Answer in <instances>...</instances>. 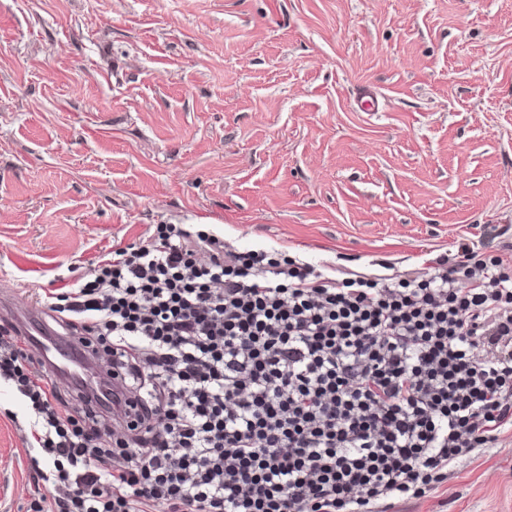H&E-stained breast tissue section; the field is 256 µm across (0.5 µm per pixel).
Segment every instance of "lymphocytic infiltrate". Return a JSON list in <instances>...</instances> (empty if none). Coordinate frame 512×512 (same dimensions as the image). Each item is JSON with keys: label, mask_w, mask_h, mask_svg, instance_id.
<instances>
[{"label": "lymphocytic infiltrate", "mask_w": 512, "mask_h": 512, "mask_svg": "<svg viewBox=\"0 0 512 512\" xmlns=\"http://www.w3.org/2000/svg\"><path fill=\"white\" fill-rule=\"evenodd\" d=\"M44 302L110 356L120 384L92 401L128 434L105 448L0 337V378L41 419L42 512H376L512 430V262L466 239L368 276L159 224Z\"/></svg>", "instance_id": "1"}]
</instances>
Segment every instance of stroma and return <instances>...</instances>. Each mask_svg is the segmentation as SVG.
Here are the masks:
<instances>
[{
    "mask_svg": "<svg viewBox=\"0 0 512 512\" xmlns=\"http://www.w3.org/2000/svg\"><path fill=\"white\" fill-rule=\"evenodd\" d=\"M154 224L364 274L501 254L512 0H0V327ZM35 419L0 379V512L44 491ZM390 512H512V431Z\"/></svg>",
    "mask_w": 512,
    "mask_h": 512,
    "instance_id": "1",
    "label": "stroma"
}]
</instances>
